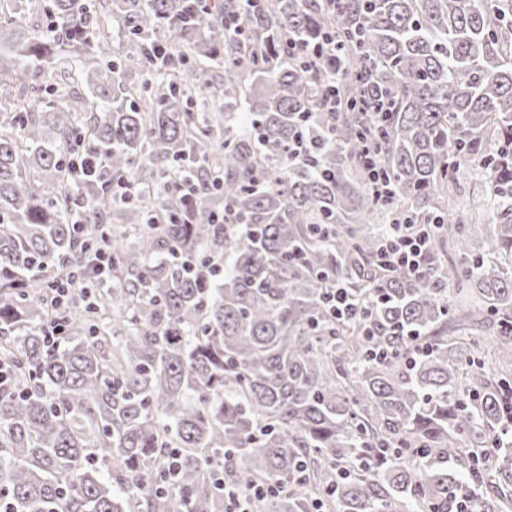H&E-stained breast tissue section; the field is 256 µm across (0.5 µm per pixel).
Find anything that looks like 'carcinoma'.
I'll list each match as a JSON object with an SVG mask.
<instances>
[{"label": "carcinoma", "mask_w": 512, "mask_h": 512, "mask_svg": "<svg viewBox=\"0 0 512 512\" xmlns=\"http://www.w3.org/2000/svg\"><path fill=\"white\" fill-rule=\"evenodd\" d=\"M328 33L339 64H302ZM368 84L392 100L378 119ZM12 85L0 509L225 512L219 476L275 488L253 512H512V443L489 450L512 381L464 334L493 324L512 367V0H0ZM74 89L87 108L65 106ZM470 159L495 223L480 253L454 217ZM381 210L438 224L421 274L381 263ZM102 244L106 287L84 275ZM67 268L60 324L47 290ZM364 166L368 171L370 186L373 193L384 197L388 196L392 190L389 188L388 184H386V181L380 172L378 154L375 153L374 150L367 148Z\"/></svg>", "instance_id": "obj_1"}]
</instances>
